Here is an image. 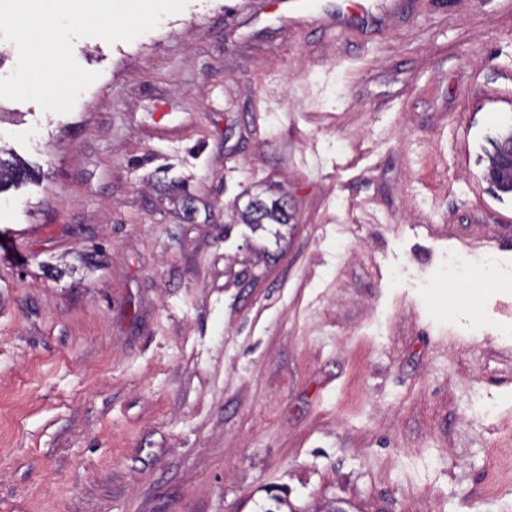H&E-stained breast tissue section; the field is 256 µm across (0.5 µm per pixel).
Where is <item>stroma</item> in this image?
I'll list each match as a JSON object with an SVG mask.
<instances>
[{
  "label": "stroma",
  "instance_id": "obj_1",
  "mask_svg": "<svg viewBox=\"0 0 512 512\" xmlns=\"http://www.w3.org/2000/svg\"><path fill=\"white\" fill-rule=\"evenodd\" d=\"M276 15L189 0L75 40L69 113L0 99L34 172L0 191V512H512V0ZM354 12H343L336 8V12L328 13L325 20L331 21L336 26L349 24H370L391 12H398L402 9L405 1L399 0H358ZM240 218L244 224L262 227V224L288 223L289 215L286 206L280 200L266 202L256 199L241 213Z\"/></svg>",
  "mask_w": 512,
  "mask_h": 512
}]
</instances>
